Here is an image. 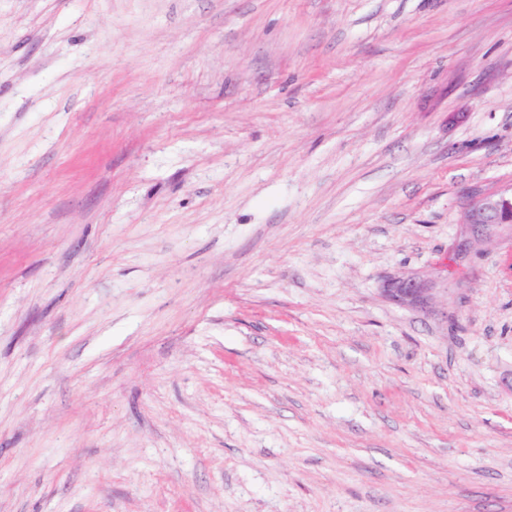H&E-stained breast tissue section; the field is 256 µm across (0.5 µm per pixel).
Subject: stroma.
I'll use <instances>...</instances> for the list:
<instances>
[{"label": "stroma", "mask_w": 512, "mask_h": 512, "mask_svg": "<svg viewBox=\"0 0 512 512\" xmlns=\"http://www.w3.org/2000/svg\"><path fill=\"white\" fill-rule=\"evenodd\" d=\"M511 185L512 0H0V512H512ZM469 224H512V185L509 192L481 194L469 214Z\"/></svg>", "instance_id": "1"}]
</instances>
